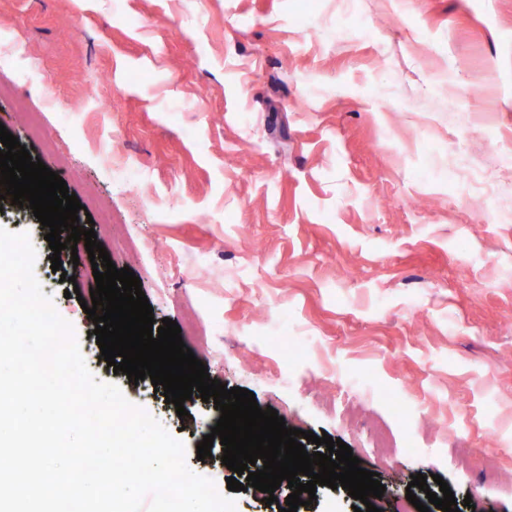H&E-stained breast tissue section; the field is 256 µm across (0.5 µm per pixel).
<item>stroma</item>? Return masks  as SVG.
I'll return each instance as SVG.
<instances>
[{
  "instance_id": "obj_1",
  "label": "stroma",
  "mask_w": 512,
  "mask_h": 512,
  "mask_svg": "<svg viewBox=\"0 0 512 512\" xmlns=\"http://www.w3.org/2000/svg\"><path fill=\"white\" fill-rule=\"evenodd\" d=\"M0 40L20 48L0 67V124L140 242L130 258L102 245L155 321L190 309L220 328L184 340L210 378L345 442L385 485L380 512L406 505L417 473L439 477L418 499L445 483L460 512H512V218L461 204L447 107L450 87L476 88L474 157L512 137V0H0ZM95 74L106 83H84ZM47 93L54 155L16 110ZM0 228L28 234L92 375L225 483L220 456L197 457L214 402L193 393L178 417L94 355L89 257L62 250L52 271L40 222L8 199Z\"/></svg>"
}]
</instances>
